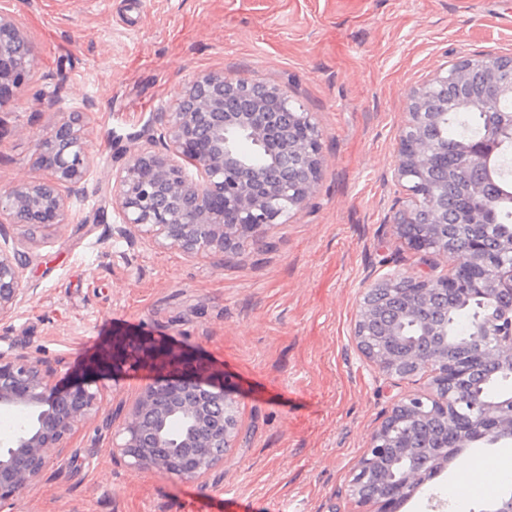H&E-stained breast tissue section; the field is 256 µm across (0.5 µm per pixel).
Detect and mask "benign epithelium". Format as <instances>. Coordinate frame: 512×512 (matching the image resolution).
<instances>
[{
  "label": "benign epithelium",
  "instance_id": "7a95c632",
  "mask_svg": "<svg viewBox=\"0 0 512 512\" xmlns=\"http://www.w3.org/2000/svg\"><path fill=\"white\" fill-rule=\"evenodd\" d=\"M33 45L0 13V103L4 91L27 83L34 69ZM504 58H466L453 69L460 91L476 68L484 70L489 94L512 96V84L496 80ZM448 84L440 69L413 90L401 126L395 177L414 207L393 228L418 252L455 261L448 274L423 277L393 272L366 280L359 290L352 336L365 361L382 374L429 378L427 392L397 399L373 432L367 451L348 484V495L364 512H400L436 475L465 459L477 444L495 445L512 437V392L473 404L459 419L457 406L477 388L476 367L493 363L512 369V318L499 316L512 300V264L473 238L462 253L448 247V190L435 179L439 153L430 135L435 113L426 108ZM235 134L263 150L256 165L238 150ZM322 132L313 113L291 102L278 88L257 79H233L222 72L194 78L150 148L132 155L112 174V204L121 223L153 244L188 258L240 246L303 208L315 192L323 163ZM496 142L487 136L457 148L461 165L492 170ZM35 161L47 173L38 182L18 181L0 189V223L31 232L66 223L67 200L82 191L91 168L85 117L72 112L36 139ZM197 177L187 176L185 166ZM23 252L0 245V324L27 296ZM477 295L494 308L469 336V349L448 333L447 320L422 316L419 307L436 295ZM418 334L404 335L406 324ZM157 367L165 353L144 339L116 338L98 367L129 355ZM55 369L22 352L0 351V409L29 412L31 420L0 451V501L18 495L55 463L62 443L96 406L83 387L65 394L54 389ZM234 401L223 388L185 372L159 376L141 393L124 418L116 445L140 468L184 481L203 478L224 463L233 447Z\"/></svg>",
  "mask_w": 512,
  "mask_h": 512
}]
</instances>
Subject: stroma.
<instances>
[{
    "label": "stroma",
    "mask_w": 512,
    "mask_h": 512,
    "mask_svg": "<svg viewBox=\"0 0 512 512\" xmlns=\"http://www.w3.org/2000/svg\"><path fill=\"white\" fill-rule=\"evenodd\" d=\"M32 43L35 72L0 104V188L44 176L38 135L84 113L92 167L67 224L29 234L0 226L24 251L30 289L0 350L58 363L59 391L87 385L102 410L64 441L39 482L0 512H358L346 489L383 413L428 379H389L352 336L358 287L431 268L391 226L406 206L394 178L411 92L463 58L512 57V0H0ZM260 79L315 113L324 163L314 194L287 223L243 247L188 258L118 234L109 183L144 149L197 73ZM146 336L221 370L235 400L238 442L199 481L131 467L113 453L105 410L131 408L153 371L128 365L89 377L112 336ZM512 444L470 449L465 466L428 482L401 512H456L484 462Z\"/></svg>",
    "instance_id": "35a3bbf8"
}]
</instances>
